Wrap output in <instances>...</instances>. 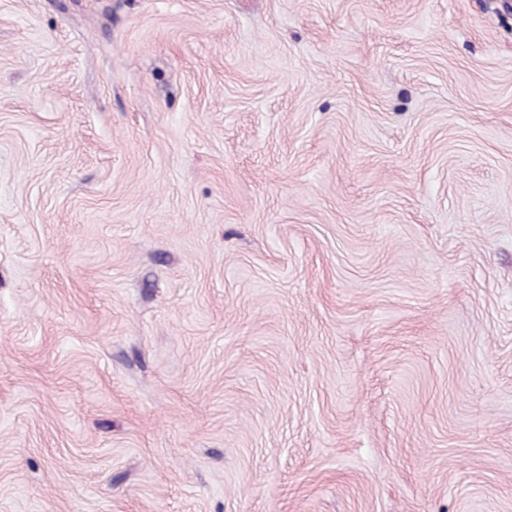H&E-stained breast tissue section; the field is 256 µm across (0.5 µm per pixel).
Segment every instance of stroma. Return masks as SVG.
<instances>
[{"mask_svg": "<svg viewBox=\"0 0 512 512\" xmlns=\"http://www.w3.org/2000/svg\"><path fill=\"white\" fill-rule=\"evenodd\" d=\"M0 512H512L502 0H0Z\"/></svg>", "mask_w": 512, "mask_h": 512, "instance_id": "1", "label": "stroma"}]
</instances>
